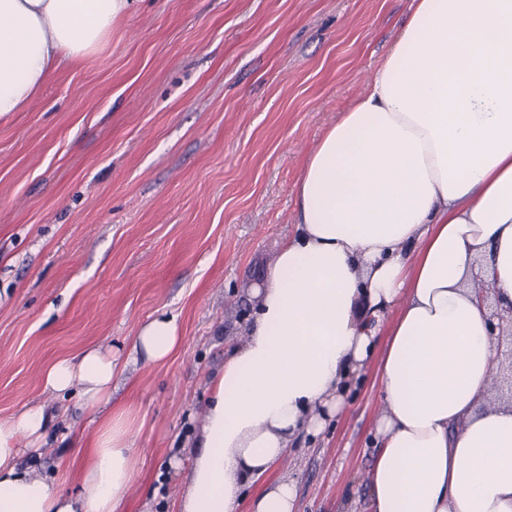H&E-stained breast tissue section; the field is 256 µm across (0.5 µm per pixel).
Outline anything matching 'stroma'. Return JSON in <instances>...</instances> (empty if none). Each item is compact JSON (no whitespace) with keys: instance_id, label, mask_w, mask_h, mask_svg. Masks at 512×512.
Returning a JSON list of instances; mask_svg holds the SVG:
<instances>
[{"instance_id":"35a3bbf8","label":"stroma","mask_w":512,"mask_h":512,"mask_svg":"<svg viewBox=\"0 0 512 512\" xmlns=\"http://www.w3.org/2000/svg\"><path fill=\"white\" fill-rule=\"evenodd\" d=\"M412 0H142L105 45L0 118V419L49 403L40 377L90 345L127 351L167 312L182 344L129 365L135 484L120 512H174L208 384L294 230L297 183L364 89ZM380 409L374 368L317 438L288 451L297 512H361ZM95 429L70 401L24 468L79 480Z\"/></svg>"}]
</instances>
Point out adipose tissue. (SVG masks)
<instances>
[{"label":"adipose tissue","instance_id":"1","mask_svg":"<svg viewBox=\"0 0 512 512\" xmlns=\"http://www.w3.org/2000/svg\"><path fill=\"white\" fill-rule=\"evenodd\" d=\"M138 0H0V117L95 53ZM512 313V0H414L387 56L307 156L296 226L278 246L243 340L209 384L179 512H239L292 442L320 435L377 361L382 409L364 512H512V403H484L500 362L474 288ZM176 316L143 324L133 357L166 361ZM121 366L91 346L44 391L95 416L75 490L21 469L68 408L0 419V512H118L137 471ZM281 476L253 512H294Z\"/></svg>","mask_w":512,"mask_h":512}]
</instances>
